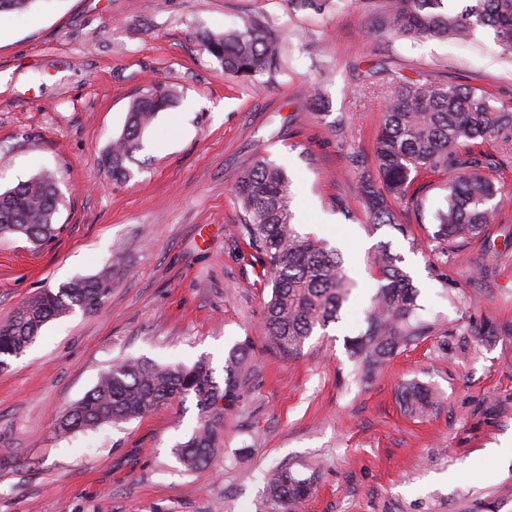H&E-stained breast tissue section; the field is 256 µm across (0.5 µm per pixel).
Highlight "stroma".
Masks as SVG:
<instances>
[{"instance_id":"stroma-1","label":"stroma","mask_w":512,"mask_h":512,"mask_svg":"<svg viewBox=\"0 0 512 512\" xmlns=\"http://www.w3.org/2000/svg\"><path fill=\"white\" fill-rule=\"evenodd\" d=\"M364 0H39L0 17V190L43 171L64 204L41 247L0 240V324L28 297L111 267L102 309L44 325L0 372V512H258L267 482L313 481L297 512H512V146L487 145L497 223L448 247L433 240L444 178L419 177L422 217L371 222L360 180L371 170L384 73L431 75L512 102V54L480 28L457 45L376 29ZM264 18L281 67L225 74L201 34ZM175 91L157 115L130 181L98 158L151 83ZM287 168L301 232L339 249L357 282L338 322L295 360L265 348L272 286L237 229L238 175L258 159ZM390 243L419 290L430 334L371 377L344 339L366 327L379 282L371 258ZM255 350L220 451L184 470L174 454L198 423L194 398L143 419L67 438L56 418L112 363L207 359L216 377L237 342ZM440 395L403 414L399 385Z\"/></svg>"}]
</instances>
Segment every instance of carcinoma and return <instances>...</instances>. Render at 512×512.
<instances>
[{
	"mask_svg": "<svg viewBox=\"0 0 512 512\" xmlns=\"http://www.w3.org/2000/svg\"><path fill=\"white\" fill-rule=\"evenodd\" d=\"M37 0H0V14L24 13ZM375 24L409 39L458 41L478 27H489L504 50L512 51V0H468L461 10L444 9V0H378ZM224 72L242 80L274 71L279 63L278 35L268 20L251 19L221 35L202 36ZM372 140V173L362 181L363 204L373 222L399 225L397 206L404 203L422 215L424 202L413 190L420 173L447 176L444 205L434 214V239L452 244L478 237L495 222L498 193L481 170L493 156L479 144L512 143V105L490 104L482 90L463 84L441 85L422 76L395 75ZM175 94L164 85L146 89L131 103L126 123L99 165L112 181L132 177L130 164L142 147V136L158 113L174 107ZM236 193L244 211L239 233L253 257L270 274L272 294L265 309L267 342L286 358L299 357L318 329L339 319L352 290L344 260L323 241L304 236L291 210L292 180L280 166L263 159L242 172ZM63 195L54 176L41 173L0 191V238L25 237L41 245L55 235V216ZM389 245L378 247L373 266L379 286L367 313V328L346 339V349L368 376L400 351L426 337L430 326L418 318L417 287ZM112 291V272L71 279L45 288L24 301L0 325V370L8 358L22 355L49 321L79 309L94 312ZM252 362L249 345L236 344L224 362L223 382L209 363L191 367L159 365L142 358L120 360L106 371L87 395L62 415L55 433L68 437L104 424L140 419L173 400L190 396L200 411L198 426L174 453L188 471L208 465L218 453V429ZM399 399L411 416L436 409L438 396L424 385L404 386ZM308 478L288 469L267 488L262 512H296L311 491Z\"/></svg>",
	"mask_w": 512,
	"mask_h": 512,
	"instance_id": "carcinoma-1",
	"label": "carcinoma"
}]
</instances>
